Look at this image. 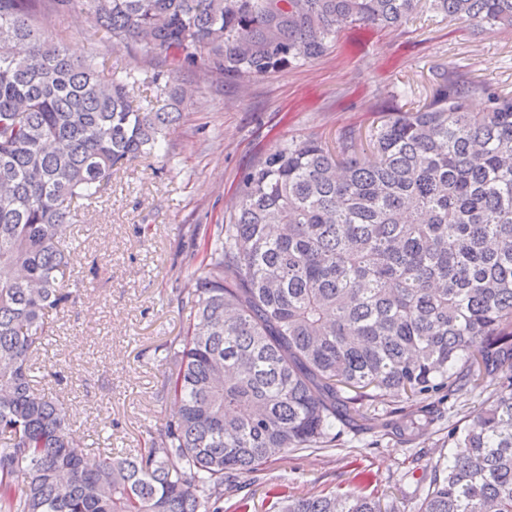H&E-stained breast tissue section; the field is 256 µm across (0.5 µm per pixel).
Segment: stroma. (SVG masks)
Instances as JSON below:
<instances>
[{"label": "stroma", "instance_id": "stroma-1", "mask_svg": "<svg viewBox=\"0 0 512 512\" xmlns=\"http://www.w3.org/2000/svg\"><path fill=\"white\" fill-rule=\"evenodd\" d=\"M36 25L73 55L137 71L131 95L138 102L153 97L154 70L178 68L171 56L114 48L78 9L42 14ZM180 70L183 118L158 159L113 171L102 199L73 218L66 243L76 258L66 281L79 298L34 361L36 380L58 396L92 461L146 448L167 420L170 407L155 392L165 350L189 316L174 300L177 279L192 265L189 232L226 222L262 154L367 127L391 106L425 100L446 70L511 91L512 28L475 36L466 22L439 16L400 28L352 25L300 67L242 78ZM484 400L477 392L461 396L432 433L407 445L344 427L335 447L276 455L256 472L226 477L219 512H275L278 491L302 497L354 489L416 512L439 457L451 453L449 429Z\"/></svg>", "mask_w": 512, "mask_h": 512}]
</instances>
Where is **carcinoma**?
Returning <instances> with one entry per match:
<instances>
[{
	"mask_svg": "<svg viewBox=\"0 0 512 512\" xmlns=\"http://www.w3.org/2000/svg\"><path fill=\"white\" fill-rule=\"evenodd\" d=\"M77 1L114 48L243 77L426 9L512 27V0H0V512H210L226 474L331 448L338 423L412 442L477 390L416 512H512V94L453 72L334 147L269 150L229 223L193 229L199 262L175 289L190 319L156 393L171 413L138 454L86 462L33 357L76 298L62 285L75 205L156 157L181 94L176 71L157 70L155 99L136 104L134 72L106 73L35 25ZM277 506L382 512L361 491Z\"/></svg>",
	"mask_w": 512,
	"mask_h": 512,
	"instance_id": "cac0c4a2",
	"label": "carcinoma"
}]
</instances>
